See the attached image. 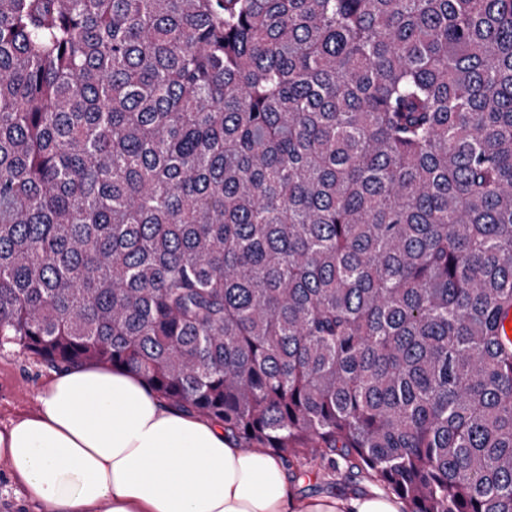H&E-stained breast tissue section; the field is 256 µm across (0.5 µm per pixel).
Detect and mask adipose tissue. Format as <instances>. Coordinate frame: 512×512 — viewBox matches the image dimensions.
<instances>
[{
  "mask_svg": "<svg viewBox=\"0 0 512 512\" xmlns=\"http://www.w3.org/2000/svg\"><path fill=\"white\" fill-rule=\"evenodd\" d=\"M0 456L47 512H402L374 493L305 499L280 458L169 405L135 371L57 372L37 414L0 431Z\"/></svg>",
  "mask_w": 512,
  "mask_h": 512,
  "instance_id": "obj_1",
  "label": "adipose tissue"
}]
</instances>
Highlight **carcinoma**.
<instances>
[{
    "label": "carcinoma",
    "mask_w": 512,
    "mask_h": 512,
    "mask_svg": "<svg viewBox=\"0 0 512 512\" xmlns=\"http://www.w3.org/2000/svg\"><path fill=\"white\" fill-rule=\"evenodd\" d=\"M511 315L512 0H0V347L512 512Z\"/></svg>",
    "instance_id": "1"
}]
</instances>
